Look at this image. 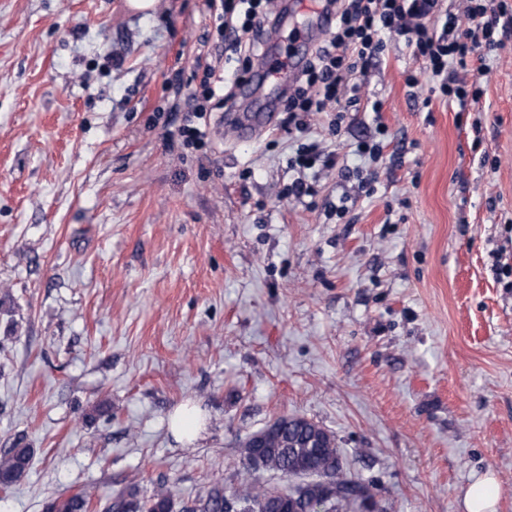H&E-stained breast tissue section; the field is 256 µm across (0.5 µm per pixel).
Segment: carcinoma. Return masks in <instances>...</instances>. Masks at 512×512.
<instances>
[{
    "label": "carcinoma",
    "mask_w": 512,
    "mask_h": 512,
    "mask_svg": "<svg viewBox=\"0 0 512 512\" xmlns=\"http://www.w3.org/2000/svg\"><path fill=\"white\" fill-rule=\"evenodd\" d=\"M33 449L26 446L8 448L0 453V487L7 489L26 472ZM341 451L335 435L320 424L295 416L279 435V440L264 449L261 469L280 474L286 484L270 487L257 481L255 469L242 465L235 473L236 486L227 490L220 482L210 484L195 497L181 501L179 512H224L231 499L240 512H315L311 502L326 494L319 484L302 493L291 487V478L307 477L308 470L319 466L334 483L331 501L319 506L327 512H354L356 493L376 497L371 480L355 479L340 464ZM175 490L165 484L152 493L139 484L130 483L115 494L102 497L93 486H85L68 495L48 499L43 512H174Z\"/></svg>",
    "instance_id": "1"
}]
</instances>
